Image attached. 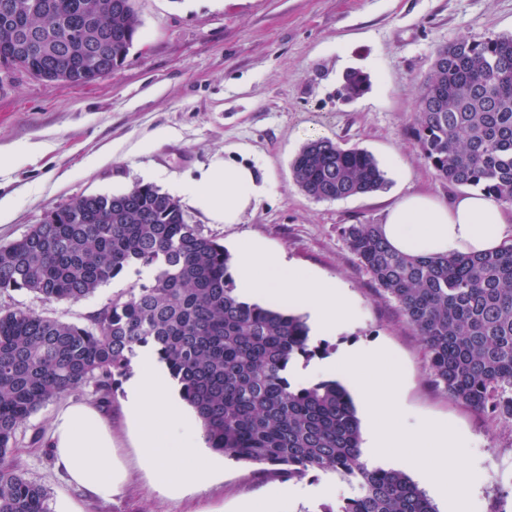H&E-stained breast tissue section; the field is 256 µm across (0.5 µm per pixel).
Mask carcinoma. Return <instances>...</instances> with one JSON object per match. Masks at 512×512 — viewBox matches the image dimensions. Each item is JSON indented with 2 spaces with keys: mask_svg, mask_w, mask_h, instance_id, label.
<instances>
[{
  "mask_svg": "<svg viewBox=\"0 0 512 512\" xmlns=\"http://www.w3.org/2000/svg\"><path fill=\"white\" fill-rule=\"evenodd\" d=\"M0 18V56L14 53L4 26L64 36L50 69L88 85L85 53L112 67L141 27L134 0H11ZM366 79L352 72L346 95ZM413 134L438 179L477 188L512 209V35L442 47L418 86ZM309 197L335 201L387 186L368 152L326 138L291 163ZM350 250L399 304L420 337L432 382L450 398L512 421V243L478 255L413 257L393 251L380 224L340 227ZM230 254L188 222L179 201L152 185L80 197L0 246V292L79 302L127 273L138 282L89 323L0 310V512H50L49 494L13 459L18 426L87 386L110 404L143 348L152 349L200 422L209 448L290 480L334 473L353 489L320 512H438L404 473L362 460L360 421L344 385L290 377L298 358L324 351L305 319L240 300Z\"/></svg>",
  "mask_w": 512,
  "mask_h": 512,
  "instance_id": "carcinoma-1",
  "label": "carcinoma"
}]
</instances>
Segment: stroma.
Instances as JSON below:
<instances>
[{
    "mask_svg": "<svg viewBox=\"0 0 512 512\" xmlns=\"http://www.w3.org/2000/svg\"><path fill=\"white\" fill-rule=\"evenodd\" d=\"M135 8L142 26L134 45L102 80L47 83L18 70L0 77V196L15 203L12 221L0 223V245L78 197L129 191L152 169L163 171V190L223 160L225 149L248 146L249 162L270 182L265 195L239 224L212 223L180 196L190 223L227 247L243 237L262 239L288 261L343 286L353 320L317 344L331 356L348 344L388 350L401 368L398 400L408 423L448 424L472 438L473 512H512V422L433 384L419 337L339 231L344 224L381 223L386 207L408 192L447 201L461 194L435 176L413 136L417 83L440 47L463 37L512 35V0H135ZM353 68L370 85L347 100L340 90ZM161 127L173 131V140L155 141ZM315 136L370 152L386 173V188L336 201L306 196L290 164ZM33 144L38 154L11 165ZM91 156L97 165H86ZM128 284L117 278L77 303L2 292L0 307L84 324ZM93 396L88 388L52 401L16 431L21 469L51 499L82 493L55 468L46 444L50 422L66 404ZM110 408L112 446L126 478L111 502L89 504L87 512H243L247 504L319 512L351 493L340 478L321 474L301 479L306 495L281 499L275 492L284 479L228 459L210 488L161 495L140 464L121 397Z\"/></svg>",
    "mask_w": 512,
    "mask_h": 512,
    "instance_id": "obj_1",
    "label": "stroma"
}]
</instances>
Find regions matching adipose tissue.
Segmentation results:
<instances>
[{"label": "adipose tissue", "instance_id": "obj_1", "mask_svg": "<svg viewBox=\"0 0 512 512\" xmlns=\"http://www.w3.org/2000/svg\"><path fill=\"white\" fill-rule=\"evenodd\" d=\"M266 189L255 167L227 158L203 169L187 192L214 223L238 224ZM382 227L390 246L408 255H476L512 243V210L478 192L450 201L412 192L386 209ZM231 273L241 298L285 300L307 315L317 335H336L352 318L339 284L286 263L260 240L234 245ZM123 404L140 460L159 492L207 487L223 472V459L201 446L195 416L171 394L152 349L141 351ZM49 437L55 465L70 483L94 500L111 501L125 479L113 453L111 414L94 401L67 404L53 417Z\"/></svg>", "mask_w": 512, "mask_h": 512}]
</instances>
